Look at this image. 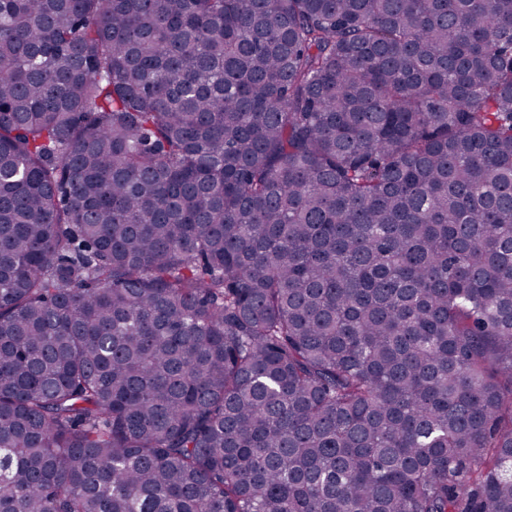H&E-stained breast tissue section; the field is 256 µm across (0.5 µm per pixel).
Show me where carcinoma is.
<instances>
[{"label": "carcinoma", "instance_id": "obj_1", "mask_svg": "<svg viewBox=\"0 0 512 512\" xmlns=\"http://www.w3.org/2000/svg\"><path fill=\"white\" fill-rule=\"evenodd\" d=\"M0 512H512V0H0Z\"/></svg>", "mask_w": 512, "mask_h": 512}]
</instances>
